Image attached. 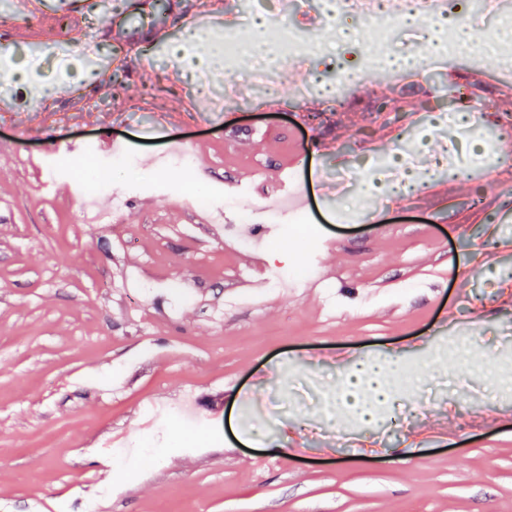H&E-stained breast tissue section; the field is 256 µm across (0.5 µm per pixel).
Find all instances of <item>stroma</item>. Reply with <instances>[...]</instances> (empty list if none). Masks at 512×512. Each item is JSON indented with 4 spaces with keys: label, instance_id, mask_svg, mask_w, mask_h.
I'll use <instances>...</instances> for the list:
<instances>
[{
    "label": "stroma",
    "instance_id": "obj_1",
    "mask_svg": "<svg viewBox=\"0 0 512 512\" xmlns=\"http://www.w3.org/2000/svg\"><path fill=\"white\" fill-rule=\"evenodd\" d=\"M63 2L31 21L0 8L16 64L58 46ZM167 2L61 45L75 61L99 49L93 77L73 69L50 98L0 89V512H512V62L489 49L512 35V0L467 14L468 51L436 15L395 26L393 65L370 58L367 20L323 18L322 55L220 112L171 53L183 29L261 13L280 32L323 0H244L231 18ZM475 97L491 113L459 124ZM57 141L82 146L74 163L112 162V222L45 189ZM399 163L427 186L394 201ZM287 167L299 224L270 218L267 173ZM359 349L404 375L357 433L328 400ZM265 388L266 413L240 417ZM184 405L194 423L171 417ZM284 434L285 455L270 446Z\"/></svg>",
    "mask_w": 512,
    "mask_h": 512
}]
</instances>
